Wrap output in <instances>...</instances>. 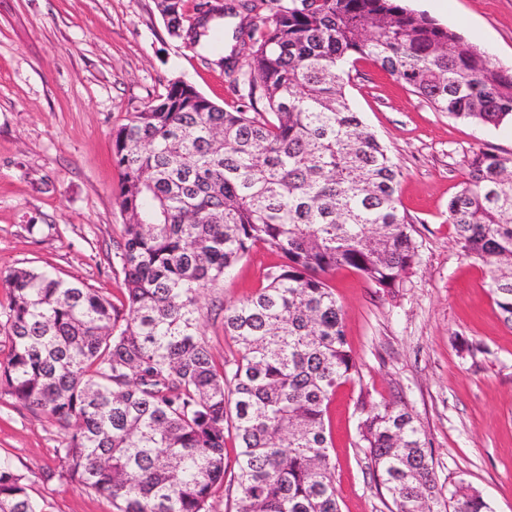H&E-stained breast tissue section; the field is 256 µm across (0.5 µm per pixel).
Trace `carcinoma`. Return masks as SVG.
I'll use <instances>...</instances> for the list:
<instances>
[{
	"label": "carcinoma",
	"mask_w": 512,
	"mask_h": 512,
	"mask_svg": "<svg viewBox=\"0 0 512 512\" xmlns=\"http://www.w3.org/2000/svg\"><path fill=\"white\" fill-rule=\"evenodd\" d=\"M248 47L249 100L228 111L179 79L113 137L125 216L114 256L124 300L37 269H18L0 307L9 342L0 397L69 431L60 480L112 500L113 512H340L325 415L358 373L327 275L341 267L398 288L416 263L400 210V173L349 104L348 63L369 61L437 112L512 123V70L401 0H269ZM171 37L205 49L216 6L192 25L185 0H157ZM448 223L484 263L512 326V157L479 151L448 200ZM262 245L284 262L224 306L218 364L201 326V290ZM362 447L390 512H491L465 480L437 482L423 430L393 401L362 409ZM239 448L226 475L225 436ZM0 512H45L0 461Z\"/></svg>",
	"instance_id": "1"
}]
</instances>
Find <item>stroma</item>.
I'll list each match as a JSON object with an SVG mask.
<instances>
[{
    "label": "stroma",
    "mask_w": 512,
    "mask_h": 512,
    "mask_svg": "<svg viewBox=\"0 0 512 512\" xmlns=\"http://www.w3.org/2000/svg\"><path fill=\"white\" fill-rule=\"evenodd\" d=\"M512 69V0H403ZM181 79L232 110L246 94L196 48L172 38L156 0H0V305L16 268L44 269L112 301L123 296L113 257L124 217L112 136ZM401 171L400 208L419 259L390 293L361 273L328 277L344 311L359 373L325 417L341 512H389L360 446L362 400L396 401L426 434L439 485L465 479L492 512H512V326L491 299L485 266L456 244L448 200L478 151L512 157V129L435 111L379 66L358 63L345 88ZM281 261L258 246L200 296L216 361L231 357L223 305L251 295ZM65 430L0 398V459L27 478L46 512H112V502L55 479Z\"/></svg>",
    "instance_id": "35a3bbf8"
}]
</instances>
